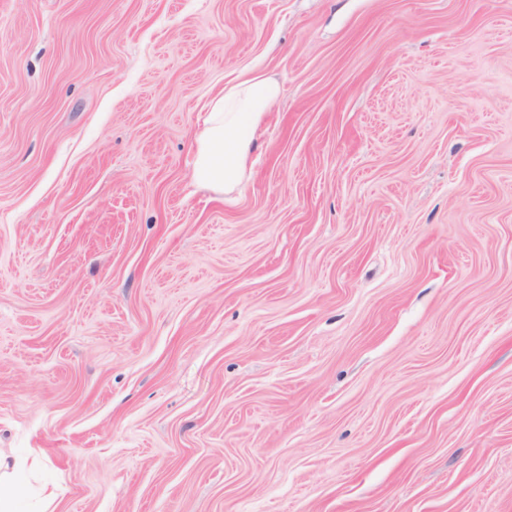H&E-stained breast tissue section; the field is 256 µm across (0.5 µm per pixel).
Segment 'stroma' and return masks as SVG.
I'll return each mask as SVG.
<instances>
[{"mask_svg": "<svg viewBox=\"0 0 512 512\" xmlns=\"http://www.w3.org/2000/svg\"><path fill=\"white\" fill-rule=\"evenodd\" d=\"M282 93L242 186L210 100ZM54 512H512V0H0V453ZM280 96L279 85L262 73L215 95L195 137L191 179L200 188L231 192L239 187L253 143V133Z\"/></svg>", "mask_w": 512, "mask_h": 512, "instance_id": "obj_1", "label": "stroma"}]
</instances>
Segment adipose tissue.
I'll list each match as a JSON object with an SVG mask.
<instances>
[{"mask_svg":"<svg viewBox=\"0 0 512 512\" xmlns=\"http://www.w3.org/2000/svg\"><path fill=\"white\" fill-rule=\"evenodd\" d=\"M279 96V85L256 73L212 98L195 137L194 184L220 193L242 184L253 133Z\"/></svg>","mask_w":512,"mask_h":512,"instance_id":"1","label":"adipose tissue"}]
</instances>
